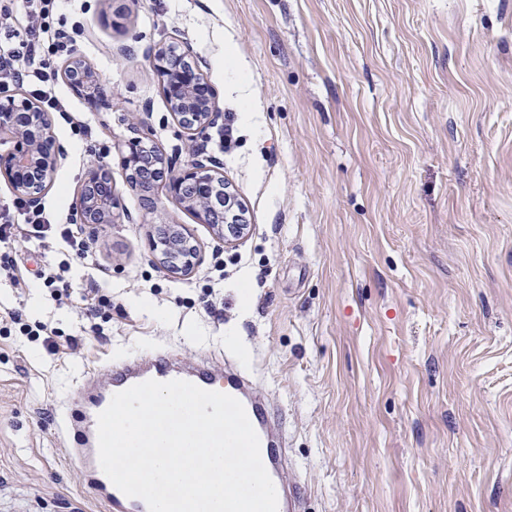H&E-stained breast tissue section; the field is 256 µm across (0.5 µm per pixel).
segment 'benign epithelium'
I'll return each instance as SVG.
<instances>
[{"label":"benign epithelium","instance_id":"1","mask_svg":"<svg viewBox=\"0 0 512 512\" xmlns=\"http://www.w3.org/2000/svg\"><path fill=\"white\" fill-rule=\"evenodd\" d=\"M163 78V93L178 123L191 137L203 136L222 119V112L211 98L198 94L204 87V74L191 52L179 54L147 49ZM64 78L81 90L96 91L103 86L98 75L84 70L71 61L64 69ZM0 138L13 143L0 153V177L13 193L31 203H37L52 182L59 147L52 134L48 112L36 101L23 98L7 107L0 106ZM140 148L135 140L123 165L129 180L139 175H152L163 181L171 176V164L160 153L136 154ZM178 203L193 212L203 224L224 240V247L233 248L250 230L244 209L238 204L230 185L224 182L219 162L196 151L183 172L171 182ZM112 175L103 164L91 166L86 174L76 202V215L86 228L95 230L114 222ZM224 213V223L213 224V214ZM155 245L160 247L162 262L177 272H187L200 261V253L192 237L180 224H167Z\"/></svg>","mask_w":512,"mask_h":512}]
</instances>
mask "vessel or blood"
I'll use <instances>...</instances> for the list:
<instances>
[{
  "label": "vessel or blood",
  "mask_w": 512,
  "mask_h": 512,
  "mask_svg": "<svg viewBox=\"0 0 512 512\" xmlns=\"http://www.w3.org/2000/svg\"><path fill=\"white\" fill-rule=\"evenodd\" d=\"M149 379L160 382L185 380L202 389L238 399L259 437L263 465L268 474L277 478L278 512H302V497L296 485L287 486L279 481L288 467V457L285 449L275 444L270 408L254 394L249 381L234 371L217 373L205 361L182 365L173 354L135 356L110 364L105 380L87 383L80 404L71 412L73 435L66 454L84 481L94 488L107 512H149L143 499L124 495L102 471L97 435V418L107 408L112 396Z\"/></svg>",
  "instance_id": "vessel-or-blood-1"
}]
</instances>
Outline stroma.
<instances>
[{
	"instance_id": "stroma-1",
	"label": "stroma",
	"mask_w": 512,
	"mask_h": 512,
	"mask_svg": "<svg viewBox=\"0 0 512 512\" xmlns=\"http://www.w3.org/2000/svg\"><path fill=\"white\" fill-rule=\"evenodd\" d=\"M53 19L106 96L90 105L50 60L91 134L53 117L41 204L97 250L0 242L19 257L18 283L0 280V512H103L62 455L64 407L111 360L157 352L254 378L302 512H512V0H59ZM187 46L231 149L219 125L190 140L144 56ZM141 135L178 170L216 157L249 235L225 248L168 182L132 187L122 156ZM98 161L117 220L90 231L73 207ZM163 224L192 233V271L152 251ZM49 261L69 264L70 300L34 277ZM93 284L112 297L100 336Z\"/></svg>"
}]
</instances>
